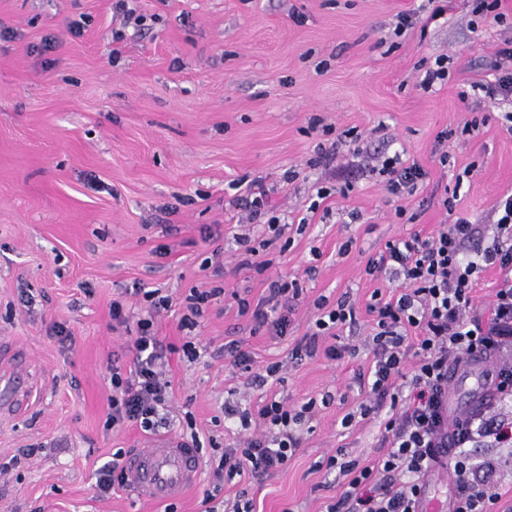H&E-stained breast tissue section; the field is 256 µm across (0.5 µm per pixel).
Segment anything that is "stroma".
I'll list each match as a JSON object with an SVG mask.
<instances>
[{
  "label": "stroma",
  "instance_id": "35a3bbf8",
  "mask_svg": "<svg viewBox=\"0 0 512 512\" xmlns=\"http://www.w3.org/2000/svg\"><path fill=\"white\" fill-rule=\"evenodd\" d=\"M425 0H136L144 30L123 25L112 0H0V512H230L246 493L254 512H326L343 487L327 457L344 449L368 464L380 438L374 419L342 417L366 398L360 380L373 362L366 274L387 241L430 234L456 216L495 221L512 192V129L471 82L492 81L490 64L512 38L507 21L470 27L472 0H450L426 30L395 36L397 16ZM81 32H73L74 23ZM448 58L446 83L423 88V62ZM335 133L360 134L316 168L312 118ZM480 118L478 129L463 125ZM453 131L448 146L436 136ZM398 156L427 173L398 199L376 156ZM269 189L287 222L289 246L273 264H240L235 233L246 188ZM350 185L340 195L341 185ZM458 186L453 211L442 202ZM330 196L318 199V188ZM415 219L399 222L397 207ZM222 248V264L211 263ZM299 278L303 298L285 336L252 333L233 292L252 301L270 277ZM221 286L194 332L197 360L181 345V310L154 322L169 382V428L148 434L105 426L113 367L133 369V333L113 323V301L134 305L133 288L180 298ZM347 298L357 324L319 339L320 352H291L313 326L316 300ZM70 337L58 336V326ZM243 339L255 367L282 363V378L251 387L225 366L224 345ZM343 346L340 359L324 347ZM332 394L300 450L281 470L244 473L215 499L210 478L223 448L243 437L225 420V401L249 411L270 397L296 405ZM193 422L203 450L200 479L167 505L123 487L105 496L95 473L116 449L151 448ZM475 461L497 459L501 512H512V446L485 439Z\"/></svg>",
  "mask_w": 512,
  "mask_h": 512
}]
</instances>
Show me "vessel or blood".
Returning <instances> with one entry per match:
<instances>
[{"instance_id": "vessel-or-blood-1", "label": "vessel or blood", "mask_w": 512, "mask_h": 512, "mask_svg": "<svg viewBox=\"0 0 512 512\" xmlns=\"http://www.w3.org/2000/svg\"><path fill=\"white\" fill-rule=\"evenodd\" d=\"M127 486L135 495L152 500H170L194 484L200 474L195 449L179 441H165L160 446L127 457Z\"/></svg>"}]
</instances>
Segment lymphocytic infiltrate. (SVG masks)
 I'll use <instances>...</instances> for the list:
<instances>
[{
  "label": "lymphocytic infiltrate",
  "instance_id": "obj_1",
  "mask_svg": "<svg viewBox=\"0 0 512 512\" xmlns=\"http://www.w3.org/2000/svg\"><path fill=\"white\" fill-rule=\"evenodd\" d=\"M498 218L478 226L460 216L428 237L411 234L388 241L379 257L369 259L365 272L389 270L401 286L390 297L373 292L366 311L373 318L374 360L368 398L358 416L382 415L383 444L369 464L336 454L327 469L344 477V490L326 512H424L430 478L438 470L452 477L448 512H499L501 495L494 488V461L475 462L470 447L491 437L512 445V425L489 416L486 408L454 414L448 407V390L454 377L472 369L474 360L485 361L480 385L494 405L512 406V194L494 207ZM472 253H465L468 243ZM504 271L487 319L471 314L473 282L484 266ZM265 306L254 307L238 298L240 315L251 316L255 328L274 336L286 335L289 314L299 301L298 280H272ZM148 304L139 317L134 346L136 367L124 376L112 369V394L106 425L127 423L143 431L166 427L168 384L159 369L158 341L152 332L155 313L171 300L155 288L143 292ZM320 315L314 332L305 334L294 355H314L319 337L355 322L356 307L349 300L328 306L315 303ZM224 415L238 418L250 435L226 448L213 472L215 488L245 472L266 474L287 465L301 447L318 415L315 401L294 407L271 399L257 412L225 405ZM259 433H251V426Z\"/></svg>",
  "mask_w": 512,
  "mask_h": 512
}]
</instances>
